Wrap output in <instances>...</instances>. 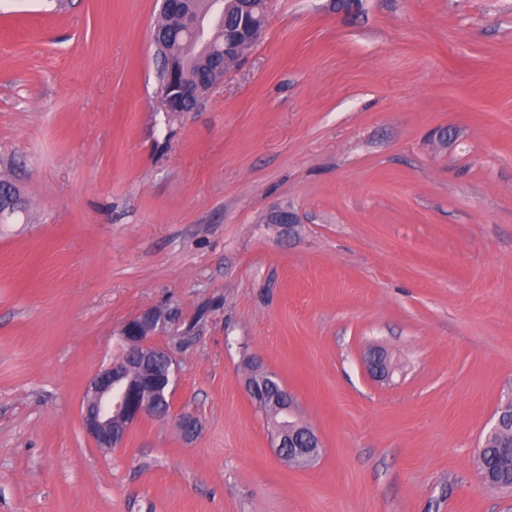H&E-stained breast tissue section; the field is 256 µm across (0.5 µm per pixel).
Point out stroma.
Instances as JSON below:
<instances>
[{
  "label": "stroma",
  "mask_w": 512,
  "mask_h": 512,
  "mask_svg": "<svg viewBox=\"0 0 512 512\" xmlns=\"http://www.w3.org/2000/svg\"><path fill=\"white\" fill-rule=\"evenodd\" d=\"M157 0H0V512H512V0H268L189 112ZM289 209L299 224H274ZM179 308L182 437L82 428L122 324ZM377 348L390 375L373 378ZM259 360L322 450L283 462ZM501 412L490 430H496L504 423L500 430L494 434H488L482 448L477 454V464L482 475L491 472L495 475L494 484L497 487L512 486V417L511 412ZM497 477V478H496Z\"/></svg>",
  "instance_id": "35a3bbf8"
}]
</instances>
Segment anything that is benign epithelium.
<instances>
[{"label":"benign epithelium","mask_w":512,"mask_h":512,"mask_svg":"<svg viewBox=\"0 0 512 512\" xmlns=\"http://www.w3.org/2000/svg\"><path fill=\"white\" fill-rule=\"evenodd\" d=\"M243 8V22L235 32H225L221 42L215 41L216 31L210 29L202 18L186 23V36L191 43H204L214 57L243 58L258 42L266 28V0H234ZM226 68H216L212 81L194 85L189 82L175 84L179 95L189 102H198L202 96L224 77ZM181 313L176 308L147 307L129 318L120 328L126 348L120 358L101 370L86 389L83 425L96 447L108 451L118 448L125 441L131 427L146 417H169L171 410L163 411L155 401L146 398L147 387H166L163 403L171 404L176 370L154 375L156 362L165 360L174 365L172 351L154 342L164 332L182 335L179 327ZM286 414L292 426L273 427L272 445L279 456L290 457L319 453L321 443L315 431L301 422L295 414V399L281 388Z\"/></svg>","instance_id":"obj_1"}]
</instances>
